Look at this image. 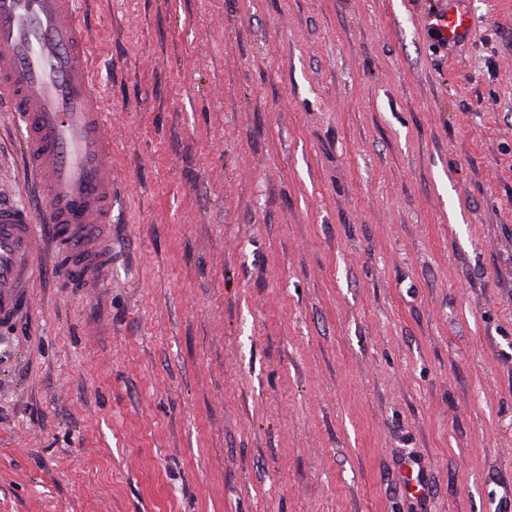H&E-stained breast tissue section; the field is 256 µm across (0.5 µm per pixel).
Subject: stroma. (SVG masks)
<instances>
[{"instance_id": "1", "label": "stroma", "mask_w": 512, "mask_h": 512, "mask_svg": "<svg viewBox=\"0 0 512 512\" xmlns=\"http://www.w3.org/2000/svg\"><path fill=\"white\" fill-rule=\"evenodd\" d=\"M455 2L82 0L112 266L0 328V512H512V0ZM441 23V33L445 39L455 40L465 34L469 25V17L465 12L447 7Z\"/></svg>"}]
</instances>
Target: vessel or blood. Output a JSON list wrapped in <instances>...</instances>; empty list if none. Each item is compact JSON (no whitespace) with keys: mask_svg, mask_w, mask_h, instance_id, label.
Wrapping results in <instances>:
<instances>
[{"mask_svg":"<svg viewBox=\"0 0 512 512\" xmlns=\"http://www.w3.org/2000/svg\"><path fill=\"white\" fill-rule=\"evenodd\" d=\"M77 2L0 0V96L22 123L23 152L43 201L38 217L0 207V327L32 306L38 224L75 283L98 284L112 263V146ZM468 25L466 13L450 8L441 33L455 40Z\"/></svg>","mask_w":512,"mask_h":512,"instance_id":"1","label":"vessel or blood"}]
</instances>
